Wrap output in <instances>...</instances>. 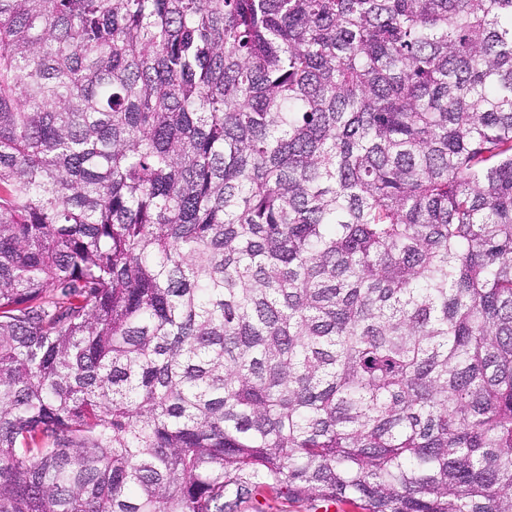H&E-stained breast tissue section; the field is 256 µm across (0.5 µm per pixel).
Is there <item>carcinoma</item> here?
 <instances>
[{
    "instance_id": "carcinoma-1",
    "label": "carcinoma",
    "mask_w": 512,
    "mask_h": 512,
    "mask_svg": "<svg viewBox=\"0 0 512 512\" xmlns=\"http://www.w3.org/2000/svg\"><path fill=\"white\" fill-rule=\"evenodd\" d=\"M512 512V0H0V512ZM322 503L313 493L291 497L286 489L278 494L263 491L244 494L237 501L234 512H324Z\"/></svg>"
}]
</instances>
